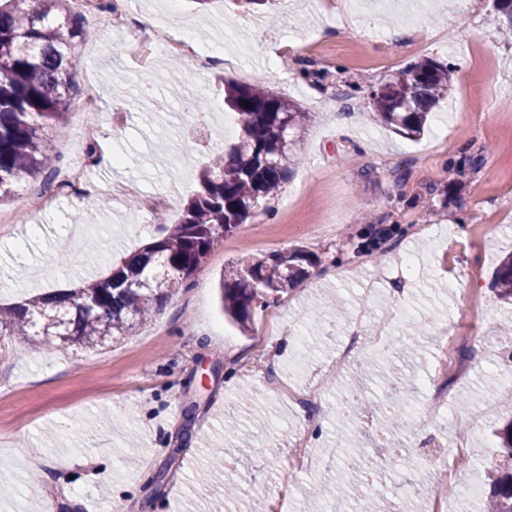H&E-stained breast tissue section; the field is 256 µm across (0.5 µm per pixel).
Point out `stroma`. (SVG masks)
I'll return each instance as SVG.
<instances>
[{"mask_svg":"<svg viewBox=\"0 0 512 512\" xmlns=\"http://www.w3.org/2000/svg\"><path fill=\"white\" fill-rule=\"evenodd\" d=\"M353 2L277 0L247 13L236 0H114L132 18L153 17L154 44L183 25L194 49L215 57L203 67L188 58L172 67L170 55L136 50L103 11L84 14L87 36L76 42L71 73L97 107L73 112L54 133L46 174L53 180L84 163L98 136L122 164L90 167V192H61L47 206L35 180L0 201V213L16 218L0 223L2 306L98 278L179 222L211 154L233 141L225 81L273 91L312 120L267 210L227 235L193 287L135 335L53 351L17 337L0 350V512H44L49 502L53 512H303L310 498L329 510L337 503L330 485L381 465L395 440L406 451L382 481L378 512H416L422 497L449 500L473 487L474 512H483L492 425L512 419V335L498 331L512 308L490 290L512 254V41L500 35L512 18L497 0H469L460 14L453 0H387L375 21L395 37L371 41ZM427 57L453 68L454 87L425 134L409 140L367 123L371 90ZM319 66L345 69L351 97L315 83L309 73ZM114 113L121 124L109 122ZM470 154L480 166L449 175V164ZM127 184L134 194L114 201ZM148 199L164 223L144 222ZM299 243L320 264L240 333L220 308L225 265ZM403 309L424 325L407 392L393 386L397 356L371 341L381 325L404 338ZM361 312L366 342L332 375L337 338ZM441 386L449 407L424 422L425 398ZM400 406L412 415L405 433L390 426ZM478 408L476 430L469 416ZM228 416L242 439L225 441ZM311 419L320 426L302 451L296 435ZM437 442L467 460L444 483L427 463ZM220 443L223 476L239 486L230 502L221 484L197 481ZM354 447L364 457L332 454ZM302 452L313 465L289 482L288 460Z\"/></svg>","mask_w":512,"mask_h":512,"instance_id":"stroma-1","label":"stroma"}]
</instances>
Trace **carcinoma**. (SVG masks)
Wrapping results in <instances>:
<instances>
[{
    "label": "carcinoma",
    "mask_w": 512,
    "mask_h": 512,
    "mask_svg": "<svg viewBox=\"0 0 512 512\" xmlns=\"http://www.w3.org/2000/svg\"><path fill=\"white\" fill-rule=\"evenodd\" d=\"M0 6V200L24 179H35L51 162L49 130L61 126L72 104L68 66L74 39L87 35L69 0H5ZM454 71L423 59L403 77H391L371 94L368 119L405 138L423 134L429 112L448 98ZM224 105L238 116L235 143L199 174V189L170 232L103 278L71 293L35 295L15 310H0V336H29L52 348L60 344L102 347L131 336L163 304L188 288L224 236L237 230L259 202L274 196L299 161L298 133L310 121L299 105L259 87L224 83ZM317 257L304 246L241 262L220 278L227 318L246 332L254 313L277 305L309 276ZM491 291L512 305V254L498 266ZM495 472L486 503L491 512H512V421L493 430Z\"/></svg>",
    "instance_id": "cac0c4a2"
}]
</instances>
